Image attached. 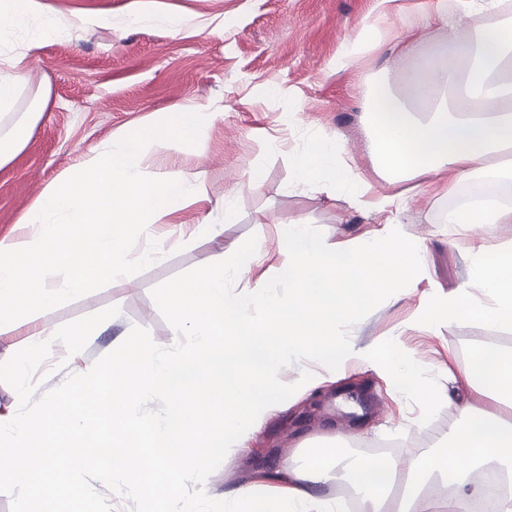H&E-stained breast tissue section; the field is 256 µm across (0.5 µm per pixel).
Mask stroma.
I'll return each instance as SVG.
<instances>
[{"instance_id": "1", "label": "stroma", "mask_w": 512, "mask_h": 512, "mask_svg": "<svg viewBox=\"0 0 512 512\" xmlns=\"http://www.w3.org/2000/svg\"><path fill=\"white\" fill-rule=\"evenodd\" d=\"M54 32L33 54L26 34L14 30L0 52L25 54L27 78L13 108L0 114V135L26 125V146L0 165V239L35 236L21 223L46 185L111 149L146 124L173 115L177 105L205 117L199 142L152 143L141 154L142 174L178 171L200 178L205 197L162 216L138 238L133 257L157 243L163 257L144 271L37 313L31 324L0 335V361L24 348L32 329L55 333L48 359L34 379L46 393L71 375L86 372L113 351L132 327L147 329L155 343L169 345L174 328L160 314L152 289L192 268L212 263L216 242L234 252L249 236L258 239V261L238 277L235 292L270 279L280 264V225L296 222L323 233L331 247L383 235L382 215L351 196L328 199L313 181L294 176L292 160L322 140L340 138L344 156L373 179L376 193L397 186L375 177L365 148L364 96L376 82L398 34L432 12L436 0H45ZM170 23L156 22V14ZM88 24L74 28L75 15ZM378 29L377 49L335 73L337 52L362 27ZM38 113L27 124L28 113ZM260 181H253V172ZM402 193V192H399ZM402 193L399 229L426 250L425 269L414 288L393 294L349 331L352 353L335 371L312 362L282 369L296 382L302 369L324 380L314 392H298L278 404L248 443L230 450L202 485L216 499L242 485L273 494L285 462L304 448L387 445L401 475L446 448L456 423L455 405L473 401L453 381L475 344L512 348V325L461 319L448 324L425 319L450 292L468 280L470 233L438 223L440 208L463 195ZM114 320L100 335L73 347L69 331L90 325L102 312ZM395 339V353L412 356L433 402L403 394L383 367L361 358L366 348Z\"/></svg>"}]
</instances>
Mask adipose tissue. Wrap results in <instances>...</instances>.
<instances>
[{"mask_svg": "<svg viewBox=\"0 0 512 512\" xmlns=\"http://www.w3.org/2000/svg\"><path fill=\"white\" fill-rule=\"evenodd\" d=\"M503 0H455L453 10L415 22L401 38L386 70L409 74L406 95L383 85L365 97V129L374 169L388 183L413 182L420 193L452 192L466 185V204L443 210L441 220L475 229L512 224V20L501 19ZM23 28L29 45L44 40L53 21L43 0H0V30ZM466 37L449 41V33ZM330 140L293 161L297 178H313L329 197L339 193L369 198L383 213L394 197L371 198L373 186L339 158ZM481 299H474L473 290ZM450 322L472 318L512 325V245L474 246L467 286L455 289L440 311ZM408 395L435 397L421 384L422 367L411 357L394 358L391 347L376 350ZM462 381L477 397L512 408V350L475 345L468 351ZM460 423L449 442L453 458L436 456L422 466L450 494L437 512H470L484 495L472 474L497 463L512 472V421L496 413L477 414L472 404L458 406ZM336 459L322 447L302 465L287 469L278 494L260 499L251 487L224 499V512H338L335 501L313 490L328 480ZM349 482L362 487L358 512H378L396 473L389 459L361 457L345 466Z\"/></svg>", "mask_w": 512, "mask_h": 512, "instance_id": "obj_1", "label": "adipose tissue"}]
</instances>
